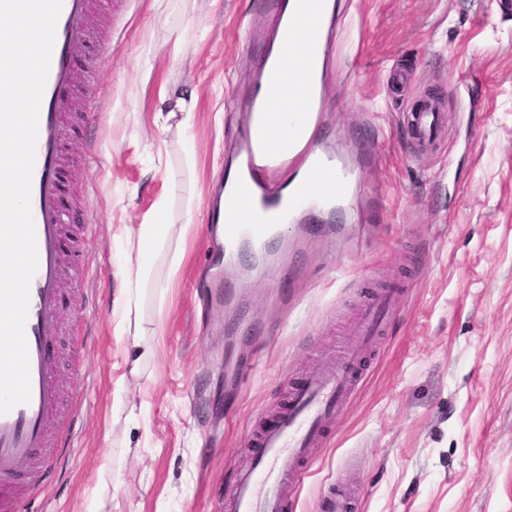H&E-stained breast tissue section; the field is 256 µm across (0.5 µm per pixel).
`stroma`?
Segmentation results:
<instances>
[{"mask_svg":"<svg viewBox=\"0 0 512 512\" xmlns=\"http://www.w3.org/2000/svg\"><path fill=\"white\" fill-rule=\"evenodd\" d=\"M266 2L91 0L95 80L77 82L64 139L76 214L58 403L47 451L20 470L22 512H224L251 437L292 384L361 345L366 302L390 288L402 303L310 449L293 512H322L338 483L352 512H512V0H337L319 136L375 162L323 221L365 233L352 242L285 225L288 268L262 277L218 266L207 214L276 32ZM398 63L412 73L403 92L387 81ZM431 89L445 136L417 154L404 115ZM165 90L195 94L192 141L177 120L156 124ZM92 141L99 159L87 163ZM161 198L170 232L136 295L151 353L134 370L113 299L138 259L126 229ZM78 255L92 259L91 278L77 274ZM219 268L247 286L232 331L223 306L199 295Z\"/></svg>","mask_w":512,"mask_h":512,"instance_id":"1","label":"stroma"}]
</instances>
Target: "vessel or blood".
Listing matches in <instances>:
<instances>
[{"label":"vessel or blood","mask_w":512,"mask_h":512,"mask_svg":"<svg viewBox=\"0 0 512 512\" xmlns=\"http://www.w3.org/2000/svg\"><path fill=\"white\" fill-rule=\"evenodd\" d=\"M270 6L277 15L288 14L310 23L321 14V0H270ZM88 9L89 0H63L40 107L31 193L38 268L30 287L25 326L31 395L28 404L0 415V512H16L10 491L18 476V465L45 448L47 421L57 399L52 351L59 330L57 281L67 217L61 196L66 116L60 105L79 77L76 63L83 50L81 36ZM316 73V59L312 56L291 64L285 71L278 70L275 62L265 61L255 75L250 111L264 112L270 102L278 99L284 116H291L292 109L283 103L282 96L287 85L292 84L301 90L308 119L319 121ZM444 123L445 114L436 105L407 114L405 130L414 150H434L443 135ZM305 151L312 153L313 165L302 172L295 185L278 182V174L297 166L302 153L292 139L268 146L259 128L247 130L235 156L236 166L244 171L245 178L224 200V248L228 254H238L244 241H266L278 234L281 225L292 222L302 208L335 196L344 171L336 166L333 150L313 140ZM398 301V292L392 290L372 298L362 313L363 347L347 351L339 366L311 373L293 387L287 407L259 433L246 460L237 466L226 512H289V486L301 482L309 448L344 409L361 378L364 352L383 335Z\"/></svg>","instance_id":"b4317fda"}]
</instances>
